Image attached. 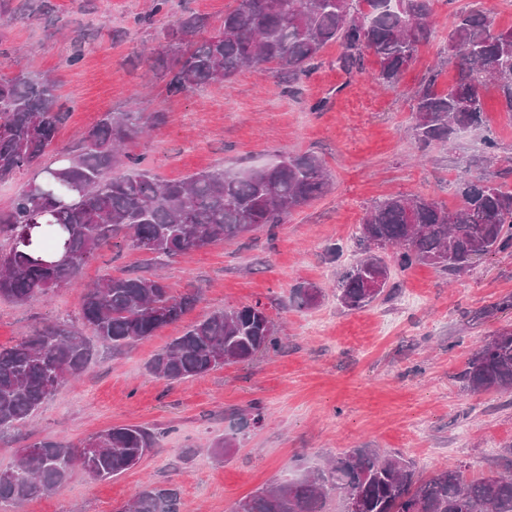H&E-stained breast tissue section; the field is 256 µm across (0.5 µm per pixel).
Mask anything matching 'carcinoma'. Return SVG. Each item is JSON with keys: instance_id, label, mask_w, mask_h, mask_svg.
Here are the masks:
<instances>
[{"instance_id": "1", "label": "carcinoma", "mask_w": 512, "mask_h": 512, "mask_svg": "<svg viewBox=\"0 0 512 512\" xmlns=\"http://www.w3.org/2000/svg\"><path fill=\"white\" fill-rule=\"evenodd\" d=\"M222 27L199 36L203 17H182L168 32L160 59L173 94L192 93L229 81L244 67L274 64L293 84L309 75L330 43L343 52L337 66L351 75L365 56L376 59L373 80L399 83L418 46L434 33V0H235ZM478 7L459 12L448 34V61L456 76L437 88L432 68L413 95L414 138L423 145L447 142L459 132L486 125L484 93L495 90L501 111L512 117V29L499 30ZM67 116L56 81L19 71L0 79V181L33 166L45 193L21 190L0 210V236L12 241L0 253V296L18 303L47 299L72 284L82 267L112 239L157 259L189 256L219 238L258 229L275 237L288 216L323 196L329 174L311 154L284 156L265 168L215 169L181 180L161 181L137 156H121L124 142L161 121L127 110L107 112L81 137V148L45 165ZM453 211L437 200L399 195L375 203L359 227L364 249L379 241L390 248L370 252L338 278L336 300L358 311L390 294L392 270L431 266L453 278L469 271L472 254L512 250V189L478 172L456 184ZM381 279L376 292L368 280ZM321 289L293 291L298 308L316 303ZM200 300L176 295L160 276H108L87 287L77 322L62 320L0 346V432L25 426L65 379L78 378L93 346L85 332L114 349L132 347L177 323ZM281 339L259 304L227 307L189 324L157 351L145 369L157 380L188 382L227 364L276 352ZM473 394L512 393V328L496 331L459 373ZM96 448L85 456L65 439L21 448L9 472L0 473V504L14 506L60 488L76 469L102 481L135 467L156 447L155 431L115 425L84 440ZM358 500L360 512H512V475L470 480L461 467L426 478L398 454L353 448L300 477L261 488L237 502L233 512H330L332 496ZM123 512H179L176 490L148 485Z\"/></svg>"}]
</instances>
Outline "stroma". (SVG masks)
I'll list each match as a JSON object with an SVG mask.
<instances>
[{
    "instance_id": "35a3bbf8",
    "label": "stroma",
    "mask_w": 512,
    "mask_h": 512,
    "mask_svg": "<svg viewBox=\"0 0 512 512\" xmlns=\"http://www.w3.org/2000/svg\"><path fill=\"white\" fill-rule=\"evenodd\" d=\"M475 2L495 28L512 27V0H435L434 35L393 89L373 81L370 57L363 72L346 75L336 65L342 48L332 43L293 87L266 65L172 94L153 66L170 26L193 13L218 28L234 0H168L157 14L153 0H11L13 19L0 22V75L49 74L67 112L57 151L45 163L77 149L103 113L133 106L164 116L128 144L157 178L263 167L287 153H307L324 161L330 188L272 240L258 230L159 265L119 237L50 298L19 305L1 297L0 345L9 346L77 317L85 287L102 278L159 274L174 293L200 290L188 321L258 303L283 344L180 384L152 378L145 363L181 336L182 324L122 352L95 344L79 381L62 385L29 425L0 435V471L35 442H78L114 425L147 426L158 433V447L112 479L93 481L76 471L55 493L5 512H123L149 481L176 489L182 512H230L257 489L298 477L347 448L403 455L425 475L451 463L471 478L512 468L505 459L512 393L472 394L457 379L481 341L512 326V309L483 313L512 294V252L483 257L453 282L432 267H414L396 274L395 296L357 312L344 310L334 290L338 273L362 256L357 229L375 202L418 194L454 206L455 183L467 169L512 188V118L500 112L496 94L485 97L486 129L461 133L452 144L424 146L410 131L413 91L429 69L440 65L439 87L454 79L448 32L456 13ZM488 130L499 156L489 168ZM305 283L321 287L322 297L301 310L291 291ZM253 405L266 420L242 427L241 415ZM224 436L235 437L236 446L219 456L211 444Z\"/></svg>"
}]
</instances>
